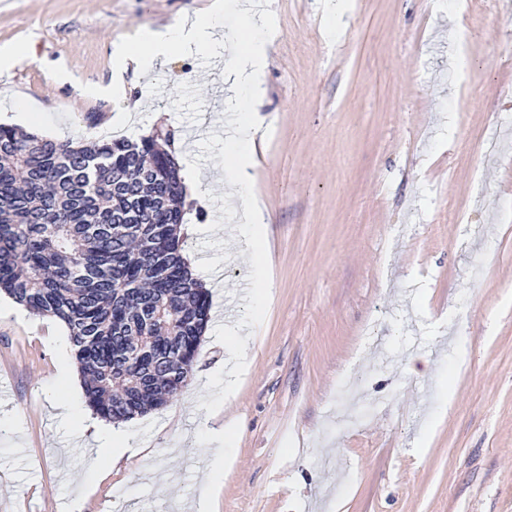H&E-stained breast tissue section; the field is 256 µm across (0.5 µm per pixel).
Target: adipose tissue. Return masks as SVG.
Returning a JSON list of instances; mask_svg holds the SVG:
<instances>
[{"mask_svg":"<svg viewBox=\"0 0 512 512\" xmlns=\"http://www.w3.org/2000/svg\"><path fill=\"white\" fill-rule=\"evenodd\" d=\"M223 10L222 0H214L210 7L197 13L189 24L176 23L161 29L141 30L136 41L118 48L117 66L123 68L131 64L140 71L149 72L179 54L190 43L200 51H210L215 42L214 35L221 26ZM273 39L274 32L263 18L249 16L247 25L237 36L234 57L225 74L234 93L240 130L239 136L225 148L224 155L231 161L225 172L238 197L245 202L237 239L246 261L254 268L263 266L267 261V238L264 233L267 217L261 208L248 202L252 185L250 170L255 163L257 141L264 136V119L254 109L253 103L263 94L262 84ZM80 430L105 436V443L96 445L94 451L106 467H113L134 453L125 433L104 430L92 418H82Z\"/></svg>","mask_w":512,"mask_h":512,"instance_id":"1","label":"adipose tissue"}]
</instances>
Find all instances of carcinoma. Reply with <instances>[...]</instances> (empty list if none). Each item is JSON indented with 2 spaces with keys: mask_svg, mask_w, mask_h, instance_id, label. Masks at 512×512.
I'll list each match as a JSON object with an SVG mask.
<instances>
[{
  "mask_svg": "<svg viewBox=\"0 0 512 512\" xmlns=\"http://www.w3.org/2000/svg\"><path fill=\"white\" fill-rule=\"evenodd\" d=\"M180 130L56 140L0 125V292L60 321L88 407L120 423L190 383L210 319L183 256Z\"/></svg>",
  "mask_w": 512,
  "mask_h": 512,
  "instance_id": "cac0c4a2",
  "label": "carcinoma"
}]
</instances>
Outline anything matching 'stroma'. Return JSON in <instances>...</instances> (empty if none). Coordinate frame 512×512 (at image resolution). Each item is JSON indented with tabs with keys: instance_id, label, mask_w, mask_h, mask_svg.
Returning a JSON list of instances; mask_svg holds the SVG:
<instances>
[{
	"instance_id": "35a3bbf8",
	"label": "stroma",
	"mask_w": 512,
	"mask_h": 512,
	"mask_svg": "<svg viewBox=\"0 0 512 512\" xmlns=\"http://www.w3.org/2000/svg\"><path fill=\"white\" fill-rule=\"evenodd\" d=\"M209 2L0 0V48L34 46L0 75V121L74 141L170 125L210 176L236 130L213 98L235 0L211 53L120 77L112 58ZM254 8L277 32L253 169L263 339L232 186L186 196L184 254L224 320L177 400L125 422L146 447L102 480L58 414L89 411L65 326L1 294L0 512H181L224 427L211 512H512V0H347L332 40L319 0Z\"/></svg>"
}]
</instances>
